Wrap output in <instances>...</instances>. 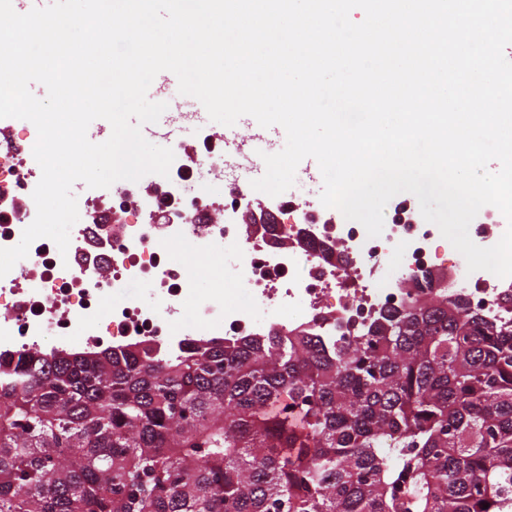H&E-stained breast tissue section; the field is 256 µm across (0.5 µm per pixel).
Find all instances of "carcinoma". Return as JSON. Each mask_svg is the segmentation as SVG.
I'll use <instances>...</instances> for the list:
<instances>
[{"label": "carcinoma", "instance_id": "obj_1", "mask_svg": "<svg viewBox=\"0 0 512 512\" xmlns=\"http://www.w3.org/2000/svg\"><path fill=\"white\" fill-rule=\"evenodd\" d=\"M445 282L353 341L0 353V512H512V326Z\"/></svg>", "mask_w": 512, "mask_h": 512}]
</instances>
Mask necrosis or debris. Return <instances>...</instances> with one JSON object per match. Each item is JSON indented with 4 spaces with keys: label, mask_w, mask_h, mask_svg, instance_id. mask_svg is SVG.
Wrapping results in <instances>:
<instances>
[{
    "label": "necrosis or debris",
    "mask_w": 512,
    "mask_h": 512,
    "mask_svg": "<svg viewBox=\"0 0 512 512\" xmlns=\"http://www.w3.org/2000/svg\"><path fill=\"white\" fill-rule=\"evenodd\" d=\"M37 138L28 126L21 140L0 142V247H11L36 216L32 193L41 168L25 141ZM197 151L170 141L175 160L168 176L148 174L139 181L114 183L112 204L103 208L98 192L83 188L77 197L82 221L70 231L69 253L96 243L98 263L63 261L56 244L35 240L24 262L0 278V348L8 352L31 349L54 337L57 345H119L153 338L177 348L198 336L235 337L269 326H303L324 339L353 335L380 312L400 307L408 298L403 283L410 273L432 269L443 237L436 225L417 219L406 198L390 200L394 216L379 237H368L359 224L322 223L311 209L285 202L291 223H234V216L254 196L243 186L224 202V221L212 223L214 204L208 185L195 196L184 193L194 171L224 174V145L200 134ZM111 211L128 213L125 224H109ZM163 223H154V216ZM287 247L272 245V238ZM192 240L197 255L217 247L235 257L227 279L256 297L250 306L229 304L222 291L194 295L195 270L176 250L177 242ZM128 280L149 282L151 302L113 305L108 322H101L98 305L108 287ZM449 295H462L469 306L512 323V278L480 270L452 284ZM195 319L186 324L178 315L187 303Z\"/></svg>",
    "instance_id": "1"
}]
</instances>
